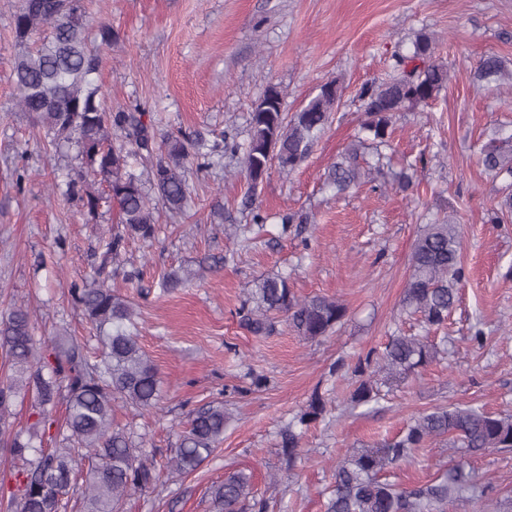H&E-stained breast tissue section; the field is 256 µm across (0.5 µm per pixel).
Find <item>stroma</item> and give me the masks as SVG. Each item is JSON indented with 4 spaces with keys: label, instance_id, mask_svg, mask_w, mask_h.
<instances>
[{
    "label": "stroma",
    "instance_id": "1",
    "mask_svg": "<svg viewBox=\"0 0 512 512\" xmlns=\"http://www.w3.org/2000/svg\"><path fill=\"white\" fill-rule=\"evenodd\" d=\"M21 0H0V312L28 307L34 336L62 333L89 340L69 295L71 281L97 267L116 226L112 209L88 214L52 181L79 165L77 151L49 147L32 117L15 105L14 16ZM93 22L111 25L98 75L112 111L144 112L161 132L182 130L245 141L251 108L268 88L293 113L335 80L343 96L309 157L291 174L270 169L254 202L263 230L240 240L250 223L247 182L238 160L215 157L206 172L188 168L183 213L158 208L153 242H128L108 265V285L135 304L140 343L158 368L156 410L116 406L153 454L159 478L129 493L120 512H213L209 487L230 473L250 474L267 512H324L337 461L356 448L394 437L410 418L435 406L471 405L512 413V218L488 214L502 179L480 162L498 127L512 128V90L473 83L483 55L512 60V0H84ZM433 40L448 68L447 87L431 107L396 113L390 168L418 167L408 193L364 183L337 195L325 174L365 118L362 84L392 75L396 55L418 34ZM27 170L23 191L14 183ZM296 218L282 229L286 215ZM453 216L464 277L448 321V357L416 369L388 399L356 406L354 369L382 352L399 324L414 241L429 219ZM234 251L233 262L208 259ZM139 268L130 285L124 273ZM189 268L199 279L161 292L165 272ZM283 274L299 297L343 300L347 316L327 336L306 341L277 318L264 336L241 324L252 280ZM486 341L476 346L473 327ZM266 384L251 386L249 374ZM326 409L303 428L287 459L282 433L313 394ZM220 402L229 416L219 449L192 475L164 470L188 414ZM455 453L437 439L414 449L389 475L402 486L443 473ZM486 482L484 496L449 502L448 512H483L487 499L512 490V451L468 457Z\"/></svg>",
    "mask_w": 512,
    "mask_h": 512
}]
</instances>
